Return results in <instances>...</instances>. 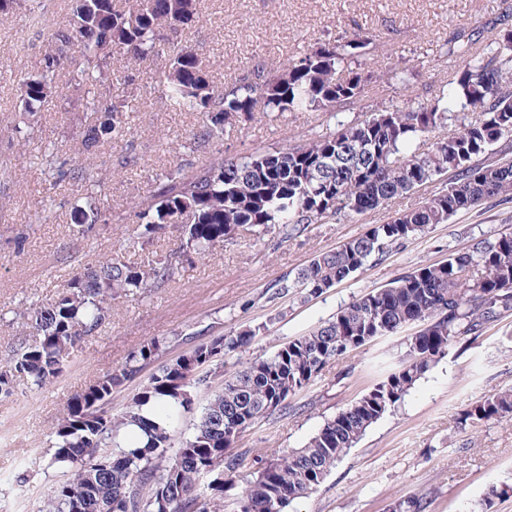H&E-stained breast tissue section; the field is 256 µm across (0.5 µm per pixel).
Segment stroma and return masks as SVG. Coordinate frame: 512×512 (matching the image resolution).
I'll return each instance as SVG.
<instances>
[{"mask_svg":"<svg viewBox=\"0 0 512 512\" xmlns=\"http://www.w3.org/2000/svg\"><path fill=\"white\" fill-rule=\"evenodd\" d=\"M71 0H23L0 17V364L21 340L12 318L18 307L50 303L73 275L108 257L130 262L182 249L176 230L147 249L134 247L129 218L157 175L177 165L199 166L216 153L237 158L275 150L335 129L338 120H361L389 102L431 98L455 70L445 44L462 25H482L504 8L502 0H200V13L182 42L209 62L215 92L246 75L255 61L279 68L303 47L336 39L361 27L373 37L365 68L373 78L355 110L271 112L226 130L222 141L194 142L198 117L171 111L161 98L168 69L153 60L135 82L136 110L126 135L106 140L93 154L78 155L95 117L79 92L54 98L50 109L13 127L22 111L20 85L37 76ZM44 16L27 51L16 49L28 21ZM407 73V81L382 80L383 71ZM73 179L52 187L56 169ZM446 183L437 177L378 212L309 225L301 236L281 239L277 229L247 232L213 256L182 262L172 281L141 296L113 303L97 332L76 345L73 361L51 385L37 389L19 379L13 401L0 402V512H38L43 497L64 474L36 468L52 453L50 432L69 399L110 368L121 366L143 344H166L172 359L201 340L262 326L245 359L270 356L279 344L329 319L355 297L388 285L419 265L444 260L472 239L512 232V202L493 198L408 240L379 264H369L326 293L261 303L267 287L295 275L319 253L364 233L369 225L414 208ZM100 196L109 224L80 236L74 230L79 198ZM406 333L380 338L331 363L296 395L300 409L273 415L245 432L235 453L257 450L274 459L303 447L324 421L377 383L405 351ZM512 388V316L492 326L467 349H451L395 409L362 439L306 497L287 512H389L393 502L426 496L428 512H512V416L461 425L464 409ZM29 483L11 486L19 468ZM500 489L502 497L489 493ZM492 508H485L486 499Z\"/></svg>","mask_w":512,"mask_h":512,"instance_id":"35a3bbf8","label":"stroma"}]
</instances>
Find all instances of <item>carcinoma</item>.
<instances>
[{
    "label": "carcinoma",
    "mask_w": 512,
    "mask_h": 512,
    "mask_svg": "<svg viewBox=\"0 0 512 512\" xmlns=\"http://www.w3.org/2000/svg\"><path fill=\"white\" fill-rule=\"evenodd\" d=\"M200 0H72L68 24L53 39L56 51L41 73L21 85L26 113L36 115L57 93L63 54L79 56L69 87L88 95L98 123L87 129L80 153L125 132L123 95L113 101L96 89L113 82L111 49L128 57L121 76L132 86L142 67L169 62L161 90L166 105L196 112L193 139H224V130L267 112H347L360 100L371 75L362 68L369 33L317 43L288 61L282 71L264 63L212 94V71L182 44V33L199 17ZM447 55L459 68L445 88L424 101L375 109L336 130L275 151L227 159L216 153L196 170L176 167L157 178L154 190L133 213V238L146 247L169 227L180 230L185 249L162 259L128 263L109 258L98 268L66 281L51 304L19 313L22 340L0 366V399L14 395L16 378L39 388L54 382L71 361L76 342L104 324L112 302L143 294L173 279L176 265L196 254L206 258L245 229L274 224L281 238L301 235L324 219L362 216L383 208L433 177L449 173L448 185L418 208L314 256L294 278L277 281L262 298L268 304L299 292L316 296L352 277L369 261L393 250L434 224L493 197L512 196V160L473 159L488 155L512 136V4L497 29L460 27L448 39ZM262 111H257L258 103ZM430 147H425L426 139ZM76 233L86 236L107 224L93 199L75 209ZM512 314V234L481 238L465 251L451 250L438 263L418 266L387 286L362 294L307 334L281 344L265 359L241 361V353L264 330L197 344L157 363L163 351L146 343L125 364L99 376L75 394L53 427L55 452L48 463L67 464L66 479L43 499L39 512H224V473L242 464L230 455L242 433L275 414L296 410L292 399L333 361L382 336L407 329V350L398 365L358 400L328 419L301 448L271 461L260 457L235 512H285L319 486L367 429L391 411L430 368L453 347H467L492 323ZM236 358L239 367L225 368ZM157 364L119 415L113 394ZM205 393L191 434L173 442V424L192 409L194 393ZM512 415V389L467 408L461 423ZM130 426L137 438L121 439ZM422 495L398 499L391 512H426Z\"/></svg>",
    "instance_id": "cac0c4a2"
}]
</instances>
